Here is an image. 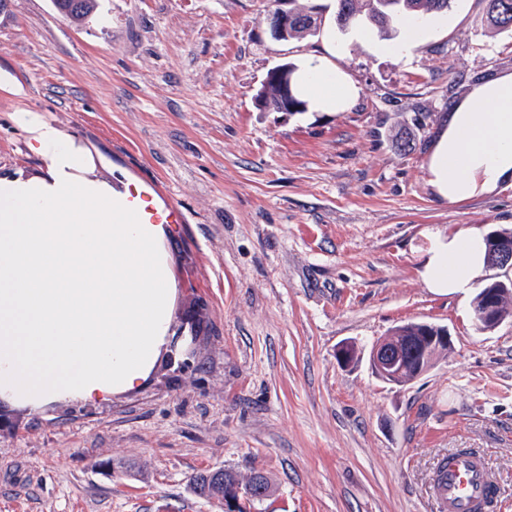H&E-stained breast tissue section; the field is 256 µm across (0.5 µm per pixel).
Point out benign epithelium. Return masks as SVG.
<instances>
[{"mask_svg": "<svg viewBox=\"0 0 512 512\" xmlns=\"http://www.w3.org/2000/svg\"><path fill=\"white\" fill-rule=\"evenodd\" d=\"M292 15L282 7H277L269 14V25L274 37L280 39L286 34ZM294 68L288 65L276 67L268 72L264 88L274 87L281 101L280 111L297 112L306 109V104L299 101V95L293 84ZM451 340L448 330L435 335L426 332L424 336H406L403 343L389 346L385 341L376 342L371 350V366L375 374L386 383H395L405 365L413 360H429L431 349L437 344H446ZM263 489L255 485L246 488L234 486L224 498V512H248L251 501L258 498Z\"/></svg>", "mask_w": 512, "mask_h": 512, "instance_id": "1", "label": "benign epithelium"}]
</instances>
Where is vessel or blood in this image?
Returning <instances> with one entry per match:
<instances>
[{"instance_id":"vessel-or-blood-1","label":"vessel or blood","mask_w":512,"mask_h":512,"mask_svg":"<svg viewBox=\"0 0 512 512\" xmlns=\"http://www.w3.org/2000/svg\"><path fill=\"white\" fill-rule=\"evenodd\" d=\"M153 184H130L125 203L144 224H182L186 216L177 204L158 205ZM433 491L439 512H490L498 496V482L483 455L459 450L436 466Z\"/></svg>"}]
</instances>
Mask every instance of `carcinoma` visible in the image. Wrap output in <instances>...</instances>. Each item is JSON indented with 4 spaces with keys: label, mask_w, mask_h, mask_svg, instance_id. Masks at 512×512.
Listing matches in <instances>:
<instances>
[{
    "label": "carcinoma",
    "mask_w": 512,
    "mask_h": 512,
    "mask_svg": "<svg viewBox=\"0 0 512 512\" xmlns=\"http://www.w3.org/2000/svg\"><path fill=\"white\" fill-rule=\"evenodd\" d=\"M74 0H53L59 13L74 23L83 21L92 15L97 7L98 0H80V10L71 8ZM334 6H322V12L315 14L309 22L294 25L288 32V37L299 40L305 39L315 33L320 27L323 12L332 10L334 23L339 28H344L343 18L348 15L353 21L363 24H376L380 16L393 22L402 15H411L419 20H426L431 14L448 8L449 0H332ZM487 3L483 15V21L490 27L498 30H512V0H483ZM499 296L500 304L493 313L490 321L476 320L475 325L480 331H489L494 323L504 320L512 314V281L492 280L488 282L475 296L473 311L477 312L485 307L486 298L490 294ZM261 479V487L267 493L273 492L272 483L268 476L260 471H254L249 476L242 478L230 468H224L220 478L209 476V471L203 470L190 477V484L194 492L206 499H224L225 490L235 485L247 486L252 479Z\"/></svg>",
    "instance_id": "cac0c4a2"
}]
</instances>
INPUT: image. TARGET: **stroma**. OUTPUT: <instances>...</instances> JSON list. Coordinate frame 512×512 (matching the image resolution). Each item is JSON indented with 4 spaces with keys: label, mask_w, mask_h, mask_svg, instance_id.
<instances>
[{
    "label": "stroma",
    "mask_w": 512,
    "mask_h": 512,
    "mask_svg": "<svg viewBox=\"0 0 512 512\" xmlns=\"http://www.w3.org/2000/svg\"><path fill=\"white\" fill-rule=\"evenodd\" d=\"M272 0H100L72 25L51 0H0V177L43 172L33 110L87 145L95 175L160 184L183 225L163 249L170 334L139 388L31 411L0 401V512H224L196 472H264L266 512H438V460L480 448L512 512V317L478 331L471 296L425 287L432 238L512 228V187L434 198L424 165L452 103L512 73V35L451 0L411 56L401 29L271 37ZM311 56L358 89L341 112H273L268 72ZM408 322L451 347L405 386L370 366ZM356 347L349 365L337 355Z\"/></svg>",
    "instance_id": "obj_1"
}]
</instances>
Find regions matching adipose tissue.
<instances>
[{"mask_svg":"<svg viewBox=\"0 0 512 512\" xmlns=\"http://www.w3.org/2000/svg\"><path fill=\"white\" fill-rule=\"evenodd\" d=\"M303 86L322 111H343L357 96L343 72L314 59ZM15 121L45 169L0 178V398L38 410L135 389L172 317L163 228L119 208L121 191L94 177L85 145L40 113ZM426 172L450 204L512 187V73L486 78L453 105ZM486 266L485 230L470 224L435 237L421 276L434 292L464 294Z\"/></svg>","mask_w":512,"mask_h":512,"instance_id":"1","label":"adipose tissue"}]
</instances>
